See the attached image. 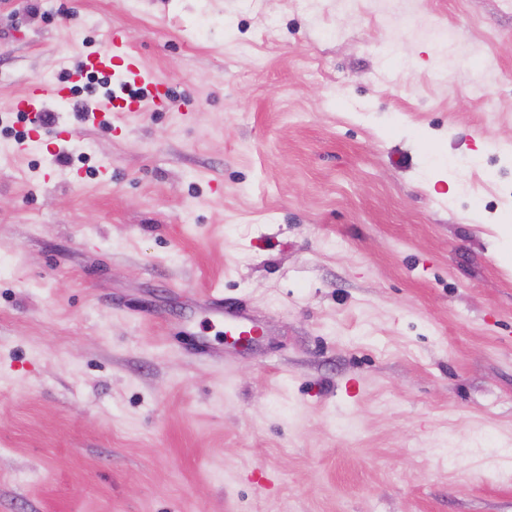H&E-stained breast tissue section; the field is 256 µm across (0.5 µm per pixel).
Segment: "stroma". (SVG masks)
Here are the masks:
<instances>
[{
  "label": "stroma",
  "mask_w": 512,
  "mask_h": 512,
  "mask_svg": "<svg viewBox=\"0 0 512 512\" xmlns=\"http://www.w3.org/2000/svg\"><path fill=\"white\" fill-rule=\"evenodd\" d=\"M115 29L163 106L0 140V512H512V0H0V127ZM209 310L213 315L224 319L225 336H242V339L258 336L257 319L235 303L224 302L223 298L211 297Z\"/></svg>",
  "instance_id": "stroma-1"
}]
</instances>
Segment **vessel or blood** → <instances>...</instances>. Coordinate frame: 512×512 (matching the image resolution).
<instances>
[{"mask_svg":"<svg viewBox=\"0 0 512 512\" xmlns=\"http://www.w3.org/2000/svg\"><path fill=\"white\" fill-rule=\"evenodd\" d=\"M122 60V93H112L88 105L83 111L85 123L94 126L111 127L112 116L118 112L144 110L159 104V85L144 70L140 56L124 38L116 32L110 33L105 49L83 54L69 80L31 82L16 98V111L30 115L33 121L28 131L29 139L40 138L45 127L40 120L46 106L51 103L67 104L72 100L71 86L79 82L90 70L110 72L114 60ZM210 312L222 317L224 333L228 336H254L259 332L256 318L236 304L220 298H211Z\"/></svg>","mask_w":512,"mask_h":512,"instance_id":"obj_1","label":"vessel or blood"}]
</instances>
